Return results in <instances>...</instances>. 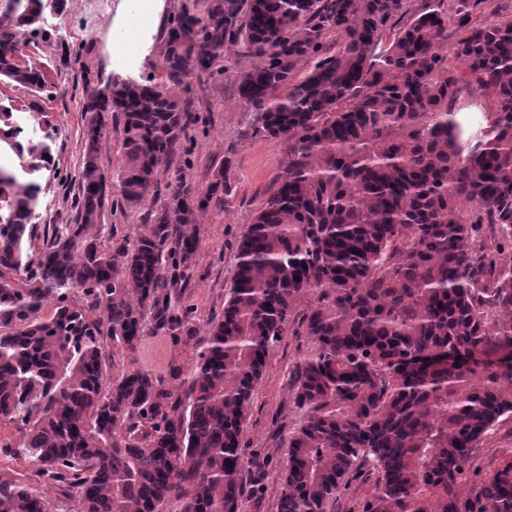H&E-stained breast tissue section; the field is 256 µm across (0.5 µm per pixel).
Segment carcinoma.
I'll return each instance as SVG.
<instances>
[{
  "instance_id": "obj_1",
  "label": "carcinoma",
  "mask_w": 512,
  "mask_h": 512,
  "mask_svg": "<svg viewBox=\"0 0 512 512\" xmlns=\"http://www.w3.org/2000/svg\"><path fill=\"white\" fill-rule=\"evenodd\" d=\"M163 31L161 80L113 75L81 103L71 218L37 234L50 148L0 144V425L57 488L0 471V512H245L264 472L242 434L269 355L303 419L276 512H327L369 468L363 512H512V460L477 448L512 420V17L488 0H193ZM65 0H10L0 77L39 92L23 33ZM238 48L242 135L282 141L275 188L242 234L224 309L176 305L224 166L183 168L191 82ZM119 132L117 164L102 149ZM138 215L112 246L107 214ZM51 304L53 312L43 315ZM157 333L192 345L170 379L118 368Z\"/></svg>"
}]
</instances>
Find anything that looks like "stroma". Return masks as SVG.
I'll return each mask as SVG.
<instances>
[{"mask_svg":"<svg viewBox=\"0 0 512 512\" xmlns=\"http://www.w3.org/2000/svg\"><path fill=\"white\" fill-rule=\"evenodd\" d=\"M182 0H149L154 19L141 33L134 77L161 73L162 32L172 10ZM138 0H65L64 11L45 10L41 21L48 38L28 47L32 61L43 63L48 91L34 93L0 78V108L9 112L12 125L23 126L34 142L49 145L52 165L36 175L41 186L40 221L59 224L71 212L74 186L70 180L81 153L80 102L85 89L119 73L116 51L127 38ZM244 50L231 54L224 73L193 82L189 97L198 109V121L183 141L187 172L199 187H206L214 167L224 169L229 188L223 212H211L201 230V246L188 272L184 305L195 310L197 323L220 313L235 276L237 244L268 197L280 171L283 146L277 139L242 137L245 115L237 84L251 68ZM307 347L303 337L286 336L270 355L257 388L242 440L246 455L262 464L266 479L246 512H276L280 473L288 463V434L301 421L288 403L285 382L291 364ZM190 346L164 334L147 337L134 355L137 367L166 375L170 364H189Z\"/></svg>","mask_w":512,"mask_h":512,"instance_id":"stroma-1","label":"stroma"}]
</instances>
